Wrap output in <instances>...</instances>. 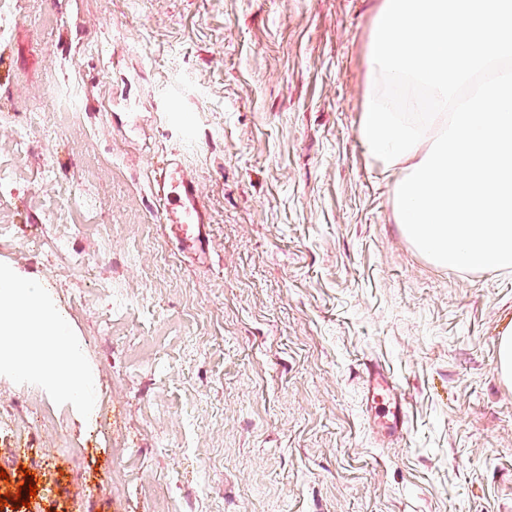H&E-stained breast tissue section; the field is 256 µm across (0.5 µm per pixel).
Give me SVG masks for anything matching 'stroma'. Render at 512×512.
Wrapping results in <instances>:
<instances>
[{"instance_id": "stroma-1", "label": "stroma", "mask_w": 512, "mask_h": 512, "mask_svg": "<svg viewBox=\"0 0 512 512\" xmlns=\"http://www.w3.org/2000/svg\"><path fill=\"white\" fill-rule=\"evenodd\" d=\"M377 3L8 0L0 164L23 174L0 182V269L41 284L88 380L76 404L0 363V497L38 487L20 512H512V269L435 266L397 223L358 136ZM65 92L82 124L49 111ZM174 151L203 258L155 197ZM57 181L93 231L50 223ZM370 363L405 393L402 437Z\"/></svg>"}]
</instances>
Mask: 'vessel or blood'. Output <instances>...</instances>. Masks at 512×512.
<instances>
[{
    "label": "vessel or blood",
    "instance_id": "b4317fda",
    "mask_svg": "<svg viewBox=\"0 0 512 512\" xmlns=\"http://www.w3.org/2000/svg\"><path fill=\"white\" fill-rule=\"evenodd\" d=\"M155 186L164 200L166 224L172 236L196 254H206L209 245L208 225L203 218L201 190L198 182L188 177L178 157H171L156 171ZM366 398L387 405L386 416L392 430H401L405 418V398L400 387L385 374L368 369Z\"/></svg>",
    "mask_w": 512,
    "mask_h": 512
}]
</instances>
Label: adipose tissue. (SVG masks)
I'll return each mask as SVG.
<instances>
[{
  "label": "adipose tissue",
  "instance_id": "obj_1",
  "mask_svg": "<svg viewBox=\"0 0 512 512\" xmlns=\"http://www.w3.org/2000/svg\"><path fill=\"white\" fill-rule=\"evenodd\" d=\"M0 334L12 339L6 363L19 370L43 365L58 386L80 397L78 361L61 339L60 317L44 306L38 283L0 272Z\"/></svg>",
  "mask_w": 512,
  "mask_h": 512
}]
</instances>
